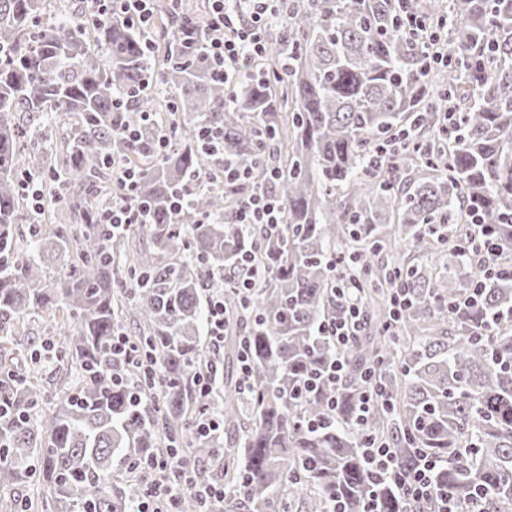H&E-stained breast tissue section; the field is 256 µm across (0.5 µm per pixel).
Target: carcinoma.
<instances>
[{
  "label": "carcinoma",
  "mask_w": 512,
  "mask_h": 512,
  "mask_svg": "<svg viewBox=\"0 0 512 512\" xmlns=\"http://www.w3.org/2000/svg\"><path fill=\"white\" fill-rule=\"evenodd\" d=\"M44 2L0 0V494L36 480L49 512H131L142 490L132 467L171 453L224 487L214 512H289L299 496L304 512H328L333 496L344 512L373 498L379 512H437L365 464L351 425L371 376L390 401L366 432L400 467L420 448L438 489L512 512V0H449L446 14L437 0H287L238 90L215 71L192 4L168 8L158 59L121 14L72 7L46 21ZM405 13L448 22V65L427 67ZM18 112L72 133L53 142ZM224 162L251 167L252 181L220 180L172 207ZM114 163L138 171L146 213L115 233L100 222L122 200ZM270 165L282 205L272 233L236 218ZM28 174L64 223L32 212ZM474 216L505 258L489 276ZM245 257L264 270L246 290L235 288ZM338 261L366 333L336 352L319 327L346 313ZM478 283L480 300L464 304ZM209 288L224 289L222 361L202 336ZM118 334L155 367L138 403L117 383L138 372L112 357ZM337 355L341 379L299 396ZM212 362L226 374L206 394ZM51 364L73 382L50 399L37 376ZM208 415L221 429L202 435ZM226 431L236 441L224 444ZM178 508L206 505L187 493Z\"/></svg>",
  "instance_id": "carcinoma-1"
}]
</instances>
